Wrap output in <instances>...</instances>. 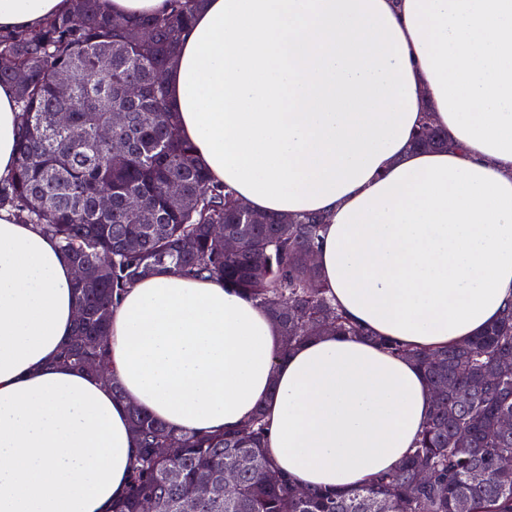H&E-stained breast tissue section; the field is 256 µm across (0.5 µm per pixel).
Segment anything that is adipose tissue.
Wrapping results in <instances>:
<instances>
[{"label": "adipose tissue", "instance_id": "obj_1", "mask_svg": "<svg viewBox=\"0 0 512 512\" xmlns=\"http://www.w3.org/2000/svg\"><path fill=\"white\" fill-rule=\"evenodd\" d=\"M68 6L0 0V32ZM164 82L213 180L259 214L324 216L315 264L369 336L286 354L239 289L161 268L112 307L114 395L56 363L73 270L0 209V512H112L133 406L216 432L265 405L291 485L358 487L399 467L431 406L419 367L372 337L456 345L512 303V0H204ZM426 111L464 152L413 148ZM20 128L0 85V178Z\"/></svg>", "mask_w": 512, "mask_h": 512}]
</instances>
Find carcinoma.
Wrapping results in <instances>:
<instances>
[{"mask_svg": "<svg viewBox=\"0 0 512 512\" xmlns=\"http://www.w3.org/2000/svg\"><path fill=\"white\" fill-rule=\"evenodd\" d=\"M201 3L169 0L162 14L126 19L112 14L106 0H71L67 11L34 30L0 33V84L14 88L22 119L15 169L0 180V209L38 225L73 266L111 256L101 283L74 284L88 316L76 323L57 361L107 380L120 394L107 349L112 304L165 267L215 278L265 307L280 328L285 355L323 334L361 336L415 361L443 395L432 397L416 447L402 464L349 493L296 491L264 452L262 407L243 427L207 435L174 433L134 407V460L112 512H138L148 497L158 512H180L196 480L220 477L230 458L242 464L238 486L222 501L197 502L194 512H375L378 502L389 512H512V470L499 468L502 457L512 456V432L500 429L501 419L512 417V309L448 348L426 351L370 336L336 307L309 261L322 216L268 214L266 223H250L239 199L210 183L156 79L175 62ZM77 15L83 24H74ZM64 68L74 72V83L60 96L53 76ZM18 70L26 81L17 80ZM132 82L142 88L134 102L123 94ZM58 112L69 113L67 125L53 126ZM119 113L124 121L112 126V136L131 144L122 154L99 135ZM430 121L432 113H422L414 146H448L447 132ZM172 183L182 192L177 201L168 198ZM103 195L112 198V210L98 207ZM130 200L141 204L139 213L127 211ZM212 224L224 225L241 248L220 249ZM95 333L103 336L100 345L80 344L79 337ZM154 448L167 454L157 457ZM422 465L430 471L425 482L418 478Z\"/></svg>", "mask_w": 512, "mask_h": 512, "instance_id": "1", "label": "carcinoma"}]
</instances>
